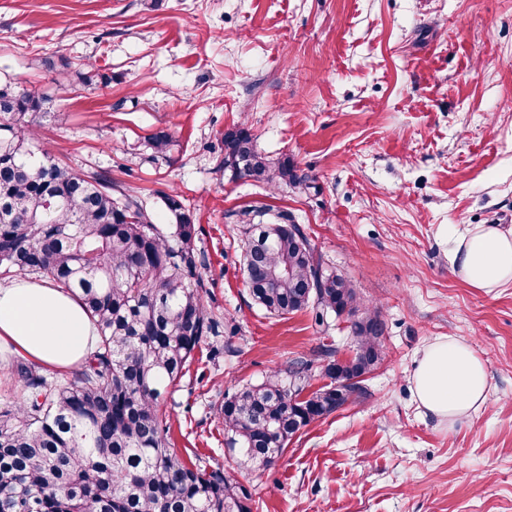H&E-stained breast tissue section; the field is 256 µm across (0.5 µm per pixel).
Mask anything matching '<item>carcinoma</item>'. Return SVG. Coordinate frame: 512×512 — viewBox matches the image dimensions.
I'll list each match as a JSON object with an SVG mask.
<instances>
[{
	"label": "carcinoma",
	"mask_w": 512,
	"mask_h": 512,
	"mask_svg": "<svg viewBox=\"0 0 512 512\" xmlns=\"http://www.w3.org/2000/svg\"><path fill=\"white\" fill-rule=\"evenodd\" d=\"M54 117L49 98L0 86V267L78 295L98 341L72 380L17 365L24 397L0 406V512H251L230 475L170 447L161 409L216 333L200 294L196 224L177 195L165 197L173 224L164 230L105 179L36 154L37 127ZM149 146L165 156L173 139L158 131ZM224 169L270 189L305 182L288 158L260 153L245 126L224 133ZM234 216L245 225L240 263L254 303L275 316L309 311L325 329L330 315L344 317L356 342L349 358L323 352L328 383L317 390L306 391L313 361L299 358L224 394L226 445L260 470L362 394L361 378L382 360L384 323L287 212L251 205Z\"/></svg>",
	"instance_id": "cac0c4a2"
}]
</instances>
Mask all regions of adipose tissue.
Masks as SVG:
<instances>
[{
    "label": "adipose tissue",
    "mask_w": 512,
    "mask_h": 512,
    "mask_svg": "<svg viewBox=\"0 0 512 512\" xmlns=\"http://www.w3.org/2000/svg\"><path fill=\"white\" fill-rule=\"evenodd\" d=\"M454 272L487 293L512 285V227L477 224L458 233L448 252ZM92 328L79 300L49 283L0 284V348L46 366L68 368L90 349ZM414 393L426 414L456 423L485 403L483 360L458 337H437L416 361Z\"/></svg>",
    "instance_id": "ef3b65f1"
}]
</instances>
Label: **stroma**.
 Returning <instances> with one entry per match:
<instances>
[{
    "mask_svg": "<svg viewBox=\"0 0 512 512\" xmlns=\"http://www.w3.org/2000/svg\"><path fill=\"white\" fill-rule=\"evenodd\" d=\"M0 83L53 97L40 149L107 177L160 225L163 195L179 196L198 228L219 334L165 395L178 454L233 470L252 512H512V286L470 288L446 240L512 227V0H0ZM243 122L306 185L225 171L224 133ZM161 129L175 144L156 158ZM261 204L304 225L387 330L365 396L254 471L224 444L225 391L324 346L354 353L345 322L324 331L254 304L234 213ZM448 334L490 377L481 409L451 426L411 383L415 358ZM225 345L234 355L211 358Z\"/></svg>",
    "mask_w": 512,
    "mask_h": 512,
    "instance_id": "1",
    "label": "stroma"
}]
</instances>
